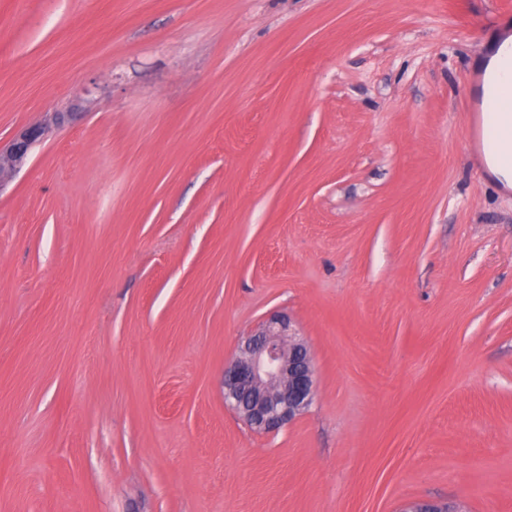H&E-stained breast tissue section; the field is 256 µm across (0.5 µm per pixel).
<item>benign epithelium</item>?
Listing matches in <instances>:
<instances>
[{"instance_id":"1","label":"benign epithelium","mask_w":512,"mask_h":512,"mask_svg":"<svg viewBox=\"0 0 512 512\" xmlns=\"http://www.w3.org/2000/svg\"><path fill=\"white\" fill-rule=\"evenodd\" d=\"M65 113L46 118L19 131L0 149V191L12 174L25 165L33 148ZM315 365L307 342L293 328L289 316L274 313L243 337L237 355L224 368V403L253 431L268 433L291 424L314 402ZM403 512H454L433 502H413Z\"/></svg>"}]
</instances>
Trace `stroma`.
I'll list each match as a JSON object with an SVG mask.
<instances>
[{
	"label": "stroma",
	"instance_id": "1",
	"mask_svg": "<svg viewBox=\"0 0 512 512\" xmlns=\"http://www.w3.org/2000/svg\"><path fill=\"white\" fill-rule=\"evenodd\" d=\"M512 0H0V512H512ZM317 395L224 404L271 312ZM489 68L502 82L504 88L510 87L512 91V37L504 36L497 44ZM486 112H489L499 122L512 120V93L491 94L484 98L482 105ZM66 114L50 113L43 121L19 131L6 148L0 149V191L12 174L27 163L33 148L48 136L53 127L64 121ZM510 146L512 151V122L499 124L494 127L491 117L484 116L483 151L491 174L504 188H512V161L510 165L502 164L497 160V154Z\"/></svg>",
	"mask_w": 512,
	"mask_h": 512
}]
</instances>
